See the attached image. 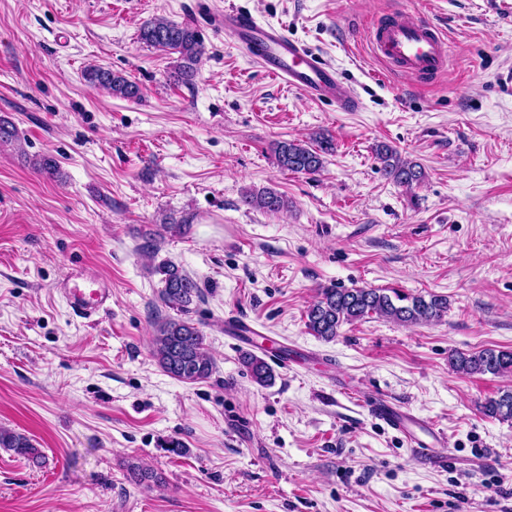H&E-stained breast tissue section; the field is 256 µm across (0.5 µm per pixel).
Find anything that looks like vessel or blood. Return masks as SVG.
I'll return each mask as SVG.
<instances>
[{
	"mask_svg": "<svg viewBox=\"0 0 512 512\" xmlns=\"http://www.w3.org/2000/svg\"><path fill=\"white\" fill-rule=\"evenodd\" d=\"M221 22L235 45L265 72L315 101L334 102L338 111L355 112L363 102L356 91L343 85L335 67L313 53L304 43L289 38L282 28L257 23L234 10L225 11ZM377 56L389 72L427 79L448 66V37L445 30L418 15L397 13L377 21L369 29ZM64 298L80 317L88 319L112 301V290L91 274H71L63 288ZM373 417L402 433L416 457L429 459L439 441L434 425L386 400L371 402Z\"/></svg>",
	"mask_w": 512,
	"mask_h": 512,
	"instance_id": "vessel-or-blood-1",
	"label": "vessel or blood"
}]
</instances>
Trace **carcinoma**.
<instances>
[{
	"label": "carcinoma",
	"instance_id": "cac0c4a2",
	"mask_svg": "<svg viewBox=\"0 0 512 512\" xmlns=\"http://www.w3.org/2000/svg\"><path fill=\"white\" fill-rule=\"evenodd\" d=\"M143 43L178 55L175 67L177 80L191 85L198 75L205 47L198 33L188 24H177L163 16L155 17L140 27ZM91 85L111 95L126 99L140 98V88L134 81L120 73L92 65L84 73ZM334 150L331 139L322 137L318 148L313 149L297 140L277 141L272 145L277 165L292 173L315 175L324 164L323 155ZM376 159L383 176L396 185L411 188L425 178L422 167L402 158L387 144L376 148ZM242 203L265 213L277 214L288 207L285 196L273 188L247 190ZM157 272L162 275L164 288L161 300L165 306L185 314L189 306L203 297L198 282L172 264H163ZM448 314V297L430 293L410 295L387 288H336L318 289L317 296L305 311V325L310 334L325 341L338 336L340 327L366 318H385L403 325H422L439 322ZM152 355L159 367L170 377L184 383H198L209 379L214 370V359L206 349L205 336L195 323L180 317H158L154 321ZM252 380L261 387L274 383L273 368L253 352L241 355ZM448 361L454 371L462 375L512 374V350L485 348L476 352L453 351ZM483 413L502 421H512V390L503 391L498 397L488 399ZM0 448L21 455L32 463H39L42 452L27 435L0 427ZM127 478L142 485L161 478L153 471L135 462L126 465Z\"/></svg>",
	"mask_w": 512,
	"mask_h": 512
}]
</instances>
